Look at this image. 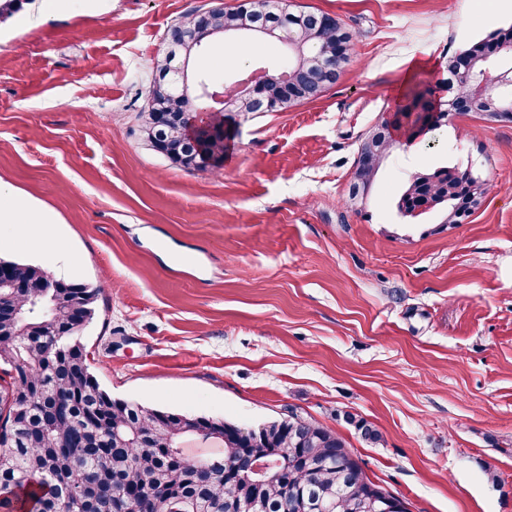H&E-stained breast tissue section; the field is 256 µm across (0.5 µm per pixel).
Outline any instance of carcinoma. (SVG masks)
Instances as JSON below:
<instances>
[{"instance_id": "carcinoma-1", "label": "carcinoma", "mask_w": 512, "mask_h": 512, "mask_svg": "<svg viewBox=\"0 0 512 512\" xmlns=\"http://www.w3.org/2000/svg\"><path fill=\"white\" fill-rule=\"evenodd\" d=\"M214 35L251 48L268 36L288 48L274 70L288 73V90L267 107L282 112L313 102L336 84L354 50V37L336 17L292 11L283 0H241L234 8L195 10L167 32V47L146 95L145 133L152 148L173 164L219 170L224 164V124H203L183 72L208 51L207 42L188 38L200 19ZM512 42V26L469 42L460 53L469 72L446 61L451 95L469 112L502 119L492 99L477 97L473 84L489 66L512 72V57L494 56L495 46ZM235 112L259 111L255 98H229ZM409 139L448 119L435 107L433 87L421 83L402 109ZM392 122L382 119L361 139L350 198L370 190L397 140ZM490 189L470 166H444L409 177L397 201L400 214L443 213L442 223L460 224ZM0 508L23 495L25 512H142L150 493L164 512H239L242 496L257 500L260 512H361L373 494L391 493L364 475L343 439L328 427L292 412L264 423H234L221 417L189 416L115 399L93 374L79 335L95 314L100 288L54 276L47 268L0 258ZM355 424L373 444L381 432L365 420ZM192 436L222 450L190 456L180 440ZM274 464L256 479L247 471L252 457Z\"/></svg>"}]
</instances>
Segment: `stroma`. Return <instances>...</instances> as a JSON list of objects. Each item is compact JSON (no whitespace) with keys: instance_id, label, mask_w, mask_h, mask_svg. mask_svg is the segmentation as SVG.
<instances>
[{"instance_id":"35a3bbf8","label":"stroma","mask_w":512,"mask_h":512,"mask_svg":"<svg viewBox=\"0 0 512 512\" xmlns=\"http://www.w3.org/2000/svg\"><path fill=\"white\" fill-rule=\"evenodd\" d=\"M207 2L0 15V181L55 216L69 262L52 272L102 288L82 335L99 382L189 415L296 412L409 512H512V120L452 117L348 197L397 87L447 97L448 54L512 8L489 21L480 0H289L341 19L353 56L316 101L225 113L223 168L190 171L151 149L141 114L167 30ZM216 47L219 82L285 54ZM447 163L491 182L469 220L399 214L408 177Z\"/></svg>"}]
</instances>
